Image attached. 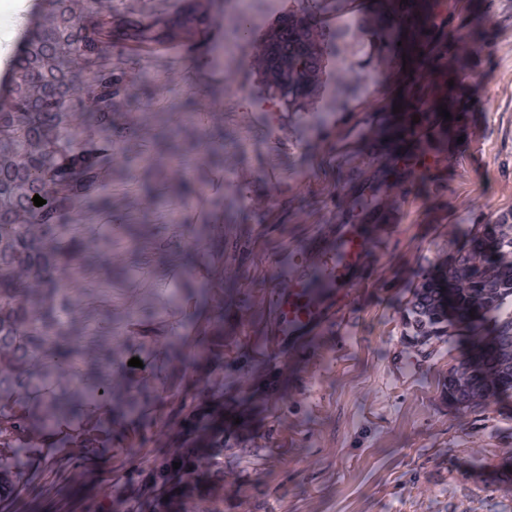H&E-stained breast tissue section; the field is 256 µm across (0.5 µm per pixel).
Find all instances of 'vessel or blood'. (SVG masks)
<instances>
[{"label": "vessel or blood", "mask_w": 512, "mask_h": 512, "mask_svg": "<svg viewBox=\"0 0 512 512\" xmlns=\"http://www.w3.org/2000/svg\"><path fill=\"white\" fill-rule=\"evenodd\" d=\"M438 118L429 112L418 113L416 121H405L400 134L398 161L420 169L430 164L426 143L433 138ZM372 226L366 224H324L314 233L312 242L293 256L295 274L287 283L274 284L266 303L277 317L279 332L293 341L292 355L311 359L307 347L296 344L298 333L313 328L335 330L337 318L329 311L308 272L318 269L338 298L349 299L351 279L367 258Z\"/></svg>", "instance_id": "vessel-or-blood-1"}]
</instances>
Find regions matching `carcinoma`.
Returning <instances> with one entry per match:
<instances>
[{
	"instance_id": "1",
	"label": "carcinoma",
	"mask_w": 512,
	"mask_h": 512,
	"mask_svg": "<svg viewBox=\"0 0 512 512\" xmlns=\"http://www.w3.org/2000/svg\"><path fill=\"white\" fill-rule=\"evenodd\" d=\"M289 0L288 12L264 38L269 60L259 69L265 98L288 114L290 127L321 119L329 69H339L343 24L323 20L327 2ZM34 31L9 64L0 94V499L27 478L28 464L49 462L66 445L112 447L116 425L98 408L115 401L122 417H137L150 433L147 407L157 401L150 378L114 356L112 320L84 343L85 326L61 318L75 305V271L89 252L105 251L112 234L131 225L110 211L112 166L146 179L186 185L224 203V136L212 143L192 178L182 177L183 143L172 134L141 140L126 108L133 75L112 64L117 53L134 56L171 47L224 50L214 36L224 0H177L158 13L130 12L119 0H42ZM46 204L37 207L33 197ZM81 201L109 207L102 236L79 223ZM169 299L140 301L137 328L126 341L161 370L177 363L175 332L167 309L181 308L191 289L181 277ZM455 289L448 295V289ZM486 355L463 358L448 368L441 394L463 418H477L503 397H512V212L473 225L469 244L448 253V262L422 276L407 301L402 344L429 356L451 346L461 331L485 339ZM224 348V337L207 338L200 361ZM124 381H114V369ZM180 448L146 472L133 467L131 489L145 486L137 512H224V449ZM181 466L173 468V463Z\"/></svg>"
}]
</instances>
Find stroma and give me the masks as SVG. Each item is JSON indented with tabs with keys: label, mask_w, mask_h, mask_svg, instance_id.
<instances>
[{
	"label": "stroma",
	"mask_w": 512,
	"mask_h": 512,
	"mask_svg": "<svg viewBox=\"0 0 512 512\" xmlns=\"http://www.w3.org/2000/svg\"><path fill=\"white\" fill-rule=\"evenodd\" d=\"M421 2L428 54L386 70L371 33L348 36L344 47L355 80L332 79L335 95L323 106L327 122L290 132L275 156L266 116L239 117L233 93L259 97L250 61L288 0H251L256 25L248 39L219 24L242 60L236 70L195 66L185 53L190 79L184 82L168 54L151 63L123 61L134 74L130 110L143 134L158 131L147 113L182 104L207 112L206 126L187 133L185 148L207 144L208 129L223 127L231 141L245 143L233 161L250 173L249 192L266 193L274 180L282 186L262 212L244 208L238 191L225 186L224 208L216 211L206 198L170 201L138 179L115 176L113 209L164 225L175 247L163 251L120 237L112 258L80 270L84 292L75 316L96 323L100 303L108 302L113 331L124 336L138 296L166 297L180 255L208 267V277L192 282L191 310L171 320L186 356L179 372L203 392L211 387L212 366L193 357L205 331L222 326L224 354L216 364L224 368V406L251 411L247 424L228 417L223 432L206 425L192 437L196 447L212 448L224 434L243 450L226 473L225 512H512V459L503 455L512 448V400L466 420L440 392L449 365L470 354L471 333L428 359L400 342L404 305L420 276L464 245L472 225L512 210V0ZM420 102L435 113L451 107L454 118L428 144L439 154L437 164L418 175L391 165L387 133L400 113ZM323 224H385L389 231L372 241L371 260L353 282L354 298L340 309L355 329L354 344H341L327 331L304 334L303 344L315 354L307 363L288 357V343H275L273 314L263 299L272 282L287 283L293 253ZM275 370L283 389L303 395L284 431L275 425L279 405L268 387ZM183 415L163 392L150 435L81 459L56 453L0 502V512H96L100 488L75 481V470L96 465L120 497L133 466H149L181 447ZM252 448L264 449V456H249ZM239 469L245 479L236 478Z\"/></svg>",
	"instance_id": "1"
}]
</instances>
